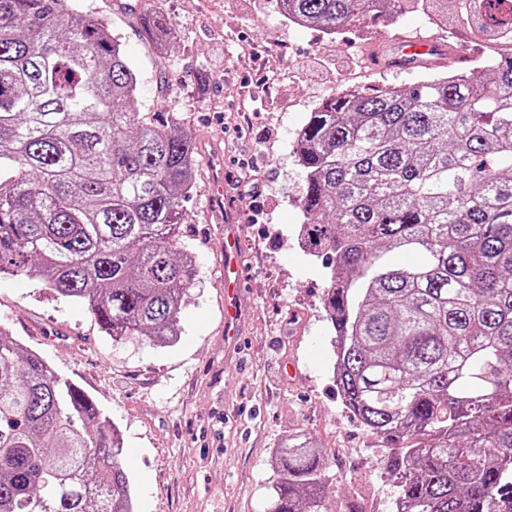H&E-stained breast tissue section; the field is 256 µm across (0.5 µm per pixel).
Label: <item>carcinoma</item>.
<instances>
[{"mask_svg":"<svg viewBox=\"0 0 512 512\" xmlns=\"http://www.w3.org/2000/svg\"><path fill=\"white\" fill-rule=\"evenodd\" d=\"M334 35L417 10L484 43L480 78L323 100L297 147L302 251L322 261L344 406L388 443L394 512H512V0H277ZM159 50L173 23L145 11ZM121 37L71 0H0V275L171 345L195 268L177 229L199 164L180 119L134 111ZM411 254L413 263L388 255ZM119 431L0 329V512H135ZM270 512H327L304 433Z\"/></svg>","mask_w":512,"mask_h":512,"instance_id":"carcinoma-1","label":"carcinoma"}]
</instances>
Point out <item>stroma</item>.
<instances>
[{"mask_svg":"<svg viewBox=\"0 0 512 512\" xmlns=\"http://www.w3.org/2000/svg\"><path fill=\"white\" fill-rule=\"evenodd\" d=\"M119 34L140 76L137 111L176 112L195 142L224 152V190L245 220L247 304L224 334V279L201 161L183 244L196 283L172 346L115 342L91 311L25 276L0 277V327L81 386L121 431L137 512H269L276 448L303 432L327 458L329 512H391L398 488L386 443L350 415L333 378L334 331L319 260L293 236L305 173L295 154L308 112L348 88L411 87L423 70L378 65L393 37L437 36L418 13L329 36L293 28L276 0H74ZM171 20L164 54L133 23L142 7ZM260 54L267 67L248 61Z\"/></svg>","mask_w":512,"mask_h":512,"instance_id":"obj_1","label":"stroma"}]
</instances>
